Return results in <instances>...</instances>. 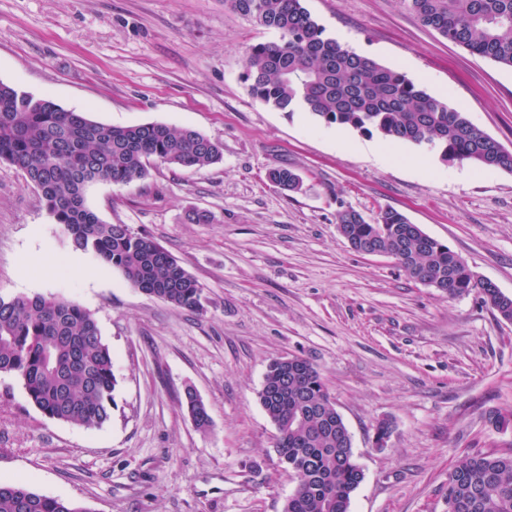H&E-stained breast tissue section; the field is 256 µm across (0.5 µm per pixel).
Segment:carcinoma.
Returning <instances> with one entry per match:
<instances>
[{
  "label": "carcinoma",
  "mask_w": 512,
  "mask_h": 512,
  "mask_svg": "<svg viewBox=\"0 0 512 512\" xmlns=\"http://www.w3.org/2000/svg\"><path fill=\"white\" fill-rule=\"evenodd\" d=\"M422 25L449 41L512 68V0H403ZM231 10L278 34L248 47L242 77L250 93L282 112H307L328 125L392 141L427 146L446 162L512 172V154L444 100L399 70L362 56L325 34L303 0H224ZM223 158V144L193 128L163 123L106 125L63 109L49 97L31 98L0 82V161L21 170L74 249L119 271L133 288L179 308L196 309L201 288L153 239L126 224H106L85 202L93 183L126 185L160 161L202 168ZM269 180L296 191L302 178L286 167ZM351 247L397 260L413 280L450 299L476 292L512 322V297L474 272L447 245L386 208L366 223L341 211ZM0 372L22 382L46 416L75 425L110 420L117 379L112 354L94 315L79 304L42 295L0 297ZM186 408L205 432L211 419L192 390ZM275 425L281 462L296 474L283 512H349L364 480L351 433L318 370L300 357L272 360L258 391ZM452 512H512V451L476 453L448 471ZM0 512H87L23 482H0Z\"/></svg>",
  "instance_id": "obj_1"
}]
</instances>
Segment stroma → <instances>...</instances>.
I'll return each instance as SVG.
<instances>
[{"mask_svg": "<svg viewBox=\"0 0 512 512\" xmlns=\"http://www.w3.org/2000/svg\"><path fill=\"white\" fill-rule=\"evenodd\" d=\"M327 36L399 69L512 152V68L424 27L401 0H304ZM276 34L224 0H0V82L110 125L192 127L221 162H151L86 204L167 249L197 281L198 309L132 288L73 249L22 171L0 162V297L44 295L95 316L117 378L111 419L45 416L0 373V481H26L87 512H282L296 482L258 392L269 362L319 371L364 480L350 512H448V471L512 449V322L472 293L454 300L395 259L353 250L343 210L405 214L512 296V172L280 112L242 79ZM299 173L286 192L269 170ZM208 212L210 223L191 215ZM25 258L36 259L22 269ZM194 389L212 426L185 409ZM393 424L385 447L379 422Z\"/></svg>", "mask_w": 512, "mask_h": 512, "instance_id": "35a3bbf8", "label": "stroma"}]
</instances>
